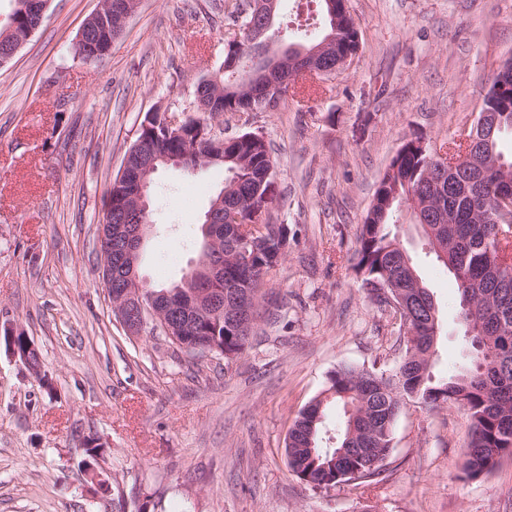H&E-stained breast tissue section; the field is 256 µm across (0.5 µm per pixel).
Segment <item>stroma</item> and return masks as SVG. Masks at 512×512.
Segmentation results:
<instances>
[{
  "mask_svg": "<svg viewBox=\"0 0 512 512\" xmlns=\"http://www.w3.org/2000/svg\"><path fill=\"white\" fill-rule=\"evenodd\" d=\"M100 0H49L42 26L0 66V326L42 354L40 374L0 349V512H512V458L465 480L469 421L410 403L380 475L313 490L285 441L338 366L391 371L404 344L361 286L356 230L404 143L471 125L512 58V0H347L353 63L301 77L271 112H225L221 135L261 134L275 161L262 222L288 227V254L260 290L250 348L190 355L158 330L133 338L112 313L99 232L108 192L146 114L191 116L249 0H140L97 63L75 56ZM224 173L169 167L149 192L154 231L141 273L179 282ZM399 236L438 303L435 370L466 362L452 276L404 224ZM107 448L101 489L82 462Z\"/></svg>",
  "mask_w": 512,
  "mask_h": 512,
  "instance_id": "stroma-1",
  "label": "stroma"
}]
</instances>
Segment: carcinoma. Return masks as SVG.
Returning <instances> with one entry per match:
<instances>
[{
	"instance_id": "obj_1",
	"label": "carcinoma",
	"mask_w": 512,
	"mask_h": 512,
	"mask_svg": "<svg viewBox=\"0 0 512 512\" xmlns=\"http://www.w3.org/2000/svg\"><path fill=\"white\" fill-rule=\"evenodd\" d=\"M10 17L17 23L11 33L0 29L4 40H18L26 27L20 17L18 0H11ZM338 18L337 53L325 65L334 68L346 55L359 49L358 31L350 13ZM251 13L241 23L240 58L265 61L268 40L274 31L261 36L251 30ZM250 71L243 64L227 66L204 85L197 87L196 111L207 107L247 111L254 99L245 85ZM481 111L489 113L486 134L491 136L499 165L487 163L482 155L471 157L463 169L448 172L441 185L443 209L434 207L435 193L422 190L423 182L437 169V150L428 156L416 146V136L403 145L396 161L397 172L375 189L362 224L357 228V262L354 269L379 307L389 306L384 295L398 290L408 310L409 331L414 344L405 349L392 373H378L352 365H343L329 376L328 388L312 399L295 417L288 433L292 448L288 466L299 480L314 489H326L342 482L371 478L380 474L391 451L392 429L406 401L436 409L455 406L470 421V436L464 452L463 473L478 480L494 471L500 459L512 455V332H499V317L512 323V278L501 276L500 260L512 257V224H492V211L505 178L512 179V158L505 157L502 140L512 134V59L503 63L492 78L483 97ZM171 117L156 111L145 116L155 129L148 136L147 151L165 154L184 152L189 162L184 171L192 173L203 158L205 148L195 142L202 122L186 118V137L167 135ZM275 166L265 139L245 132L224 141L225 206H241L239 223L253 222L254 212L248 199L258 179ZM409 216L422 233L436 261L452 275L472 283L471 298L484 308L483 335L470 338L473 348L471 366L451 376L433 371L437 341L428 334L434 299L422 281L411 257L398 237L397 224ZM288 244V226L271 224L262 236L244 237L231 225H224V239L217 251L224 255V289L238 294L256 295L268 271L278 265V256ZM199 339L224 345V359L231 360L245 351L249 333L244 320L232 323L224 319L219 327L204 326ZM332 404L351 406L355 413L345 415L344 426L336 434V446L322 447L326 410Z\"/></svg>"
}]
</instances>
